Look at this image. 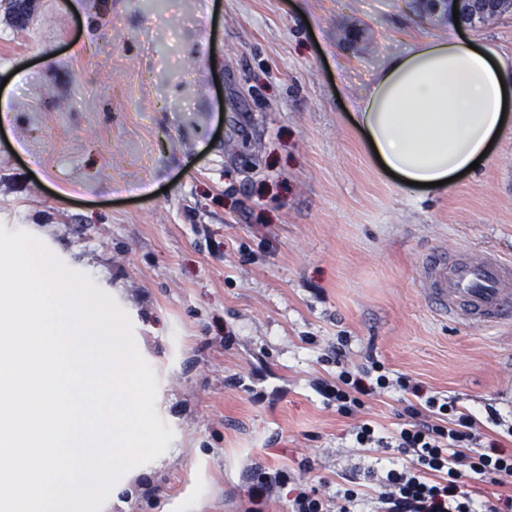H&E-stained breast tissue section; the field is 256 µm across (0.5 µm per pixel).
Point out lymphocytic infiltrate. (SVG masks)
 Listing matches in <instances>:
<instances>
[{"instance_id": "obj_1", "label": "lymphocytic infiltrate", "mask_w": 512, "mask_h": 512, "mask_svg": "<svg viewBox=\"0 0 512 512\" xmlns=\"http://www.w3.org/2000/svg\"><path fill=\"white\" fill-rule=\"evenodd\" d=\"M411 391V380L389 378L376 362L342 369L335 380L321 382L322 395L335 404L338 414L349 417L360 409L369 388ZM477 417L458 399L445 394L427 396L424 402L407 403L406 422L394 436L405 457V466L388 469L378 477L377 494L364 492L356 474L346 475L335 496L319 497L301 482H289L281 470L260 471L250 489L255 500L268 498L275 488L290 486V512H352L366 504L369 512H512V498L494 502L479 490L467 489L477 479L493 485L512 477V453L498 443L482 444L480 422L512 437V423H505L492 404Z\"/></svg>"}]
</instances>
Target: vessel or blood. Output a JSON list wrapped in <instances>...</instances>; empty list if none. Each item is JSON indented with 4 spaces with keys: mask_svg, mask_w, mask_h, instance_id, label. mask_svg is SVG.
Masks as SVG:
<instances>
[{
    "mask_svg": "<svg viewBox=\"0 0 512 512\" xmlns=\"http://www.w3.org/2000/svg\"><path fill=\"white\" fill-rule=\"evenodd\" d=\"M422 285L443 317L486 326L512 321V262L495 254L452 261L439 252L425 262Z\"/></svg>",
    "mask_w": 512,
    "mask_h": 512,
    "instance_id": "1",
    "label": "vessel or blood"
}]
</instances>
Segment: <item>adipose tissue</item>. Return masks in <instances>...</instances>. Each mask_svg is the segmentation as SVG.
<instances>
[{
  "label": "adipose tissue",
  "instance_id": "obj_1",
  "mask_svg": "<svg viewBox=\"0 0 512 512\" xmlns=\"http://www.w3.org/2000/svg\"><path fill=\"white\" fill-rule=\"evenodd\" d=\"M469 43L455 30L444 41L408 42L361 91L351 120L398 180L429 183L464 171L512 106V55Z\"/></svg>",
  "mask_w": 512,
  "mask_h": 512
}]
</instances>
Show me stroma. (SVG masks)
Masks as SVG:
<instances>
[{
  "mask_svg": "<svg viewBox=\"0 0 512 512\" xmlns=\"http://www.w3.org/2000/svg\"><path fill=\"white\" fill-rule=\"evenodd\" d=\"M0 0V224L32 233L129 316L167 450L102 512H288L256 467L335 494L403 463V394L344 417L328 355L512 419V325L452 322L422 262L512 260V125L448 191H408L348 115L397 32L443 39L412 0Z\"/></svg>",
  "mask_w": 512,
  "mask_h": 512,
  "instance_id": "1",
  "label": "stroma"
}]
</instances>
